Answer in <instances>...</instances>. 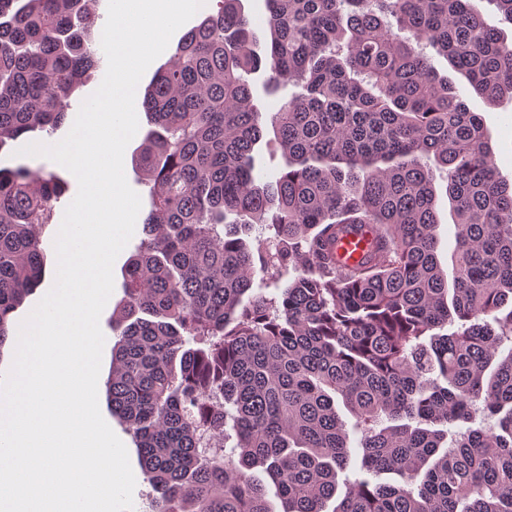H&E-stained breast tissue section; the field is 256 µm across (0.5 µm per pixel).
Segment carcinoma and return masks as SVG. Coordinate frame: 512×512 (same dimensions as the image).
Returning a JSON list of instances; mask_svg holds the SVG:
<instances>
[{
	"instance_id": "1",
	"label": "carcinoma",
	"mask_w": 512,
	"mask_h": 512,
	"mask_svg": "<svg viewBox=\"0 0 512 512\" xmlns=\"http://www.w3.org/2000/svg\"><path fill=\"white\" fill-rule=\"evenodd\" d=\"M90 2L0 0V150L62 124L100 65ZM264 3L265 54L242 0H217L141 97L149 210L107 388L160 493L150 512H273L258 467L283 512H327L341 485L332 512H512V182L423 52L494 104L512 99V44L468 0ZM258 73L267 97L295 88L271 116L274 179L256 173ZM61 185L0 166V356ZM258 224L273 236L251 247ZM478 412L495 423L452 430ZM440 224L437 228L438 235V256L442 266L448 270V278H452V248L450 240L454 233V222L449 202L446 200L439 208Z\"/></svg>"
}]
</instances>
